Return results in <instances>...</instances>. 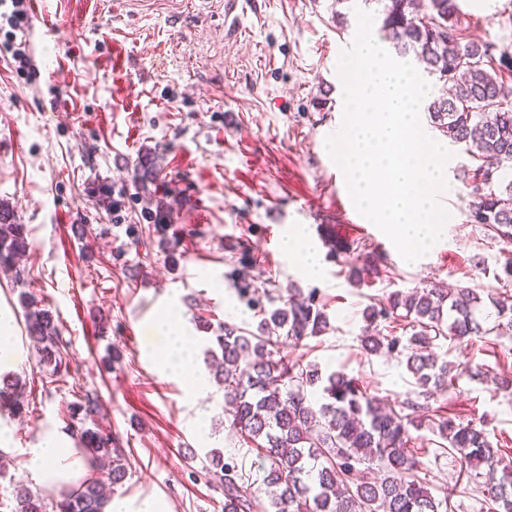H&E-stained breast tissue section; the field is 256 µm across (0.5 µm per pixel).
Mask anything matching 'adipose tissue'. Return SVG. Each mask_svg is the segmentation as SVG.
I'll use <instances>...</instances> for the list:
<instances>
[{
	"mask_svg": "<svg viewBox=\"0 0 512 512\" xmlns=\"http://www.w3.org/2000/svg\"><path fill=\"white\" fill-rule=\"evenodd\" d=\"M282 248L294 259L300 273L309 279L319 278L321 255L316 242L306 233L304 225H295L282 240ZM27 469L39 486L60 489L84 478L87 466L76 449L71 448L66 431L50 429L39 444L27 452Z\"/></svg>",
	"mask_w": 512,
	"mask_h": 512,
	"instance_id": "adipose-tissue-1",
	"label": "adipose tissue"
}]
</instances>
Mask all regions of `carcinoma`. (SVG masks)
<instances>
[{
	"mask_svg": "<svg viewBox=\"0 0 512 512\" xmlns=\"http://www.w3.org/2000/svg\"><path fill=\"white\" fill-rule=\"evenodd\" d=\"M381 6V32L397 53L414 55L427 71L449 87L427 106L434 127L477 162L463 169L472 197L467 222L489 227L512 243V179L499 172L512 169V51L473 40L459 26V0H365ZM147 192L161 170L141 158L134 167ZM23 224H9L0 212V273L13 282L24 270L19 260L27 248ZM241 301L260 320L252 332L233 324L213 330L204 362L214 382L224 389L229 427L256 446L262 461L264 505L245 483L236 459L211 455L213 476L224 487V512H448V498L432 494L420 476V462L408 448L410 428L422 425L429 404L408 399L399 408L381 405L358 379L342 370L325 374L315 364L292 363L283 354L330 327L315 288L288 291L282 305L254 281H237ZM496 318L497 331L512 332V294L487 296L477 288L455 292L431 286L405 294L400 290L368 305L362 348L374 355L405 358L418 396L428 400L471 380L512 379L490 376L482 365L463 369L447 359L444 342L465 344L490 334L486 323ZM27 337L39 363L60 376L69 372V341L48 312L25 306ZM400 323L384 335L382 323ZM0 408L14 414L23 408L20 378L0 383ZM101 405L85 394L74 403L73 431L79 452L95 475L66 487L48 503L37 491L16 490L11 512H106L112 492L128 471L125 449L112 431L98 425ZM438 435L460 463L477 469L485 464L484 497L490 512H512V456L493 447L490 433L472 422L432 415Z\"/></svg>",
	"mask_w": 512,
	"mask_h": 512,
	"instance_id": "cac0c4a2",
	"label": "carcinoma"
}]
</instances>
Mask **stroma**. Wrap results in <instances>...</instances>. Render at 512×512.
Wrapping results in <instances>:
<instances>
[{"label": "stroma", "instance_id": "35a3bbf8", "mask_svg": "<svg viewBox=\"0 0 512 512\" xmlns=\"http://www.w3.org/2000/svg\"><path fill=\"white\" fill-rule=\"evenodd\" d=\"M363 0H41L16 33L35 67L17 73L0 48V209L29 230L24 281L0 275V308L22 351L11 371L26 383L22 415L0 413L9 462L0 470V512L31 485L27 451L48 427L71 425L69 405L96 395L102 428L117 433L130 470L114 493L154 495L171 512H224V491L205 471L211 452L235 455L261 481L255 448L224 416V391L193 392L188 377L160 371L164 337L178 312L196 360L208 335L199 317L255 330L234 269L287 291L317 289L329 329L288 349L301 364L342 370L389 405L412 397L404 363L359 346L364 308L392 291L430 284L501 289L495 273L512 247L466 221L465 188L441 198L448 240L419 262L402 260L367 219H355L325 140L341 127V51ZM470 38L512 48V0H460ZM153 156L163 178L143 194L133 166ZM172 206L167 236L155 203ZM318 242L322 276H301L280 249L292 225ZM368 268L360 284L351 267ZM33 296L69 340L67 375L41 366L23 327L21 294ZM117 351L106 362L108 351ZM449 360L512 372V338L486 335L450 348ZM431 408L483 421L512 455V389L460 379ZM411 448L450 512H487L479 481L430 426Z\"/></svg>", "mask_w": 512, "mask_h": 512}]
</instances>
